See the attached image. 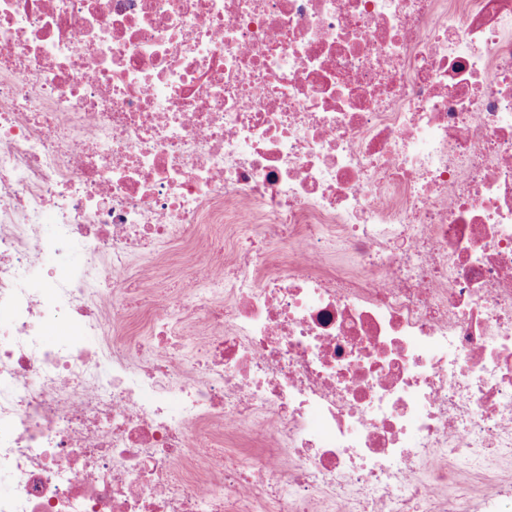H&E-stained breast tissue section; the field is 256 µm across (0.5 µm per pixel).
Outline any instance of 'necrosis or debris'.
<instances>
[{
  "label": "necrosis or debris",
  "instance_id": "4bbe7bcc",
  "mask_svg": "<svg viewBox=\"0 0 512 512\" xmlns=\"http://www.w3.org/2000/svg\"><path fill=\"white\" fill-rule=\"evenodd\" d=\"M0 478L506 512L512 0H0Z\"/></svg>",
  "mask_w": 512,
  "mask_h": 512
}]
</instances>
